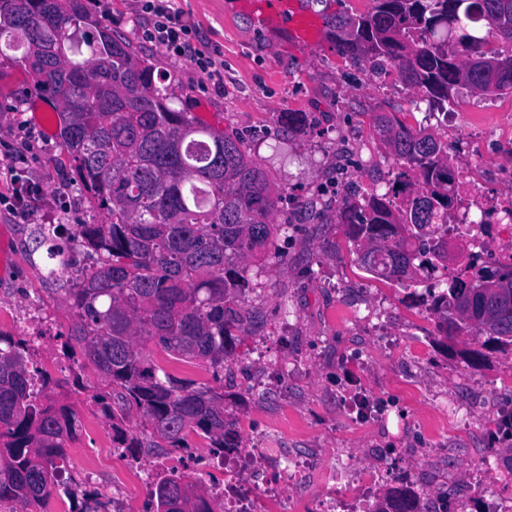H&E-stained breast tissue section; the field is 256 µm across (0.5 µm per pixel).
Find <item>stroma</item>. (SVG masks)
Masks as SVG:
<instances>
[{
    "label": "stroma",
    "instance_id": "obj_1",
    "mask_svg": "<svg viewBox=\"0 0 512 512\" xmlns=\"http://www.w3.org/2000/svg\"><path fill=\"white\" fill-rule=\"evenodd\" d=\"M175 5L212 48L223 86L143 37L138 0H89L87 7L110 18L111 30L161 71L172 107L244 138L280 194L271 217L280 230L264 256L248 262L251 286L237 304L221 375L209 364L173 359L151 340L140 341L143 355L222 392L248 447L308 458L318 473L335 470L346 512H373L403 487L424 512L439 500L447 512H512V346H481L472 327L444 338L424 308L409 305L404 288L358 264L337 211L397 171L373 133L375 112L454 141L452 165H471L486 195H511L512 140L504 131L512 126V94L460 89L455 123H430L412 105L417 89L340 57L330 37L291 44L284 28L241 0ZM42 96L24 62L0 59V195L9 192L14 166L40 187L26 222L0 204V252L8 255L0 332L29 340L30 363L50 370L73 317L68 290L92 264L71 235L105 216L75 185L58 139L35 124ZM287 112L306 113V127L290 130ZM24 138L23 160L10 158ZM40 224L63 225L64 258L37 247ZM74 372L86 389L69 398L82 430L67 450L66 475L77 496L94 487L108 497L124 468L92 399L102 383L91 368L78 364ZM443 396L468 419L442 406ZM371 473L376 481L357 482Z\"/></svg>",
    "mask_w": 512,
    "mask_h": 512
}]
</instances>
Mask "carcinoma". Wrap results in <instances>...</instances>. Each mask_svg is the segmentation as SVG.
<instances>
[{"instance_id": "cac0c4a2", "label": "carcinoma", "mask_w": 512, "mask_h": 512, "mask_svg": "<svg viewBox=\"0 0 512 512\" xmlns=\"http://www.w3.org/2000/svg\"><path fill=\"white\" fill-rule=\"evenodd\" d=\"M366 13L328 21L338 54L392 69L448 112L455 90L512 93V53L488 49L477 24L512 47V0H372ZM87 0H0V57L22 52L35 83L58 104L57 138L89 203L108 216L81 224L77 246L95 256L69 289L73 320L63 355L92 367L108 390L93 395L112 443L172 451L196 435L208 447L240 445L224 394L152 365L137 341L152 338L185 361L224 369L233 305L250 287L244 262L277 232V197L244 140L168 106L152 64L89 12ZM372 127L399 171L387 190L341 208V223L368 272L416 294L445 338L464 325L512 345V265L448 276L453 201L448 144L386 112ZM30 345L0 332V502L40 505L63 486L66 448L81 422L72 406L33 389ZM150 427H125L129 411ZM153 512H215L189 476L156 474ZM375 512H419L398 493Z\"/></svg>"}]
</instances>
